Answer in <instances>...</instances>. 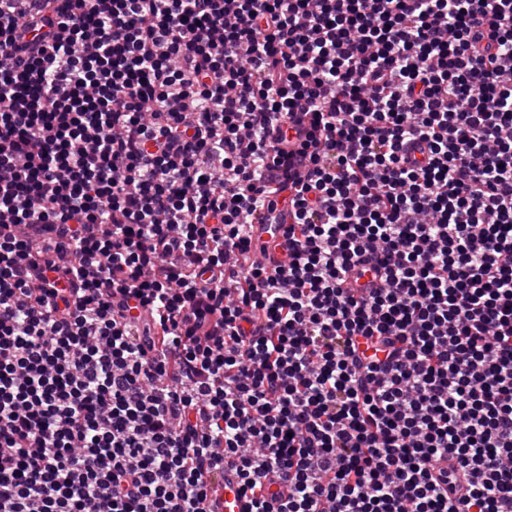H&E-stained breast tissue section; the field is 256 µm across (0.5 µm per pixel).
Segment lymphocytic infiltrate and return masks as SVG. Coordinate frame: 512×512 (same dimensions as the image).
<instances>
[{
  "label": "lymphocytic infiltrate",
  "instance_id": "f902f5d3",
  "mask_svg": "<svg viewBox=\"0 0 512 512\" xmlns=\"http://www.w3.org/2000/svg\"><path fill=\"white\" fill-rule=\"evenodd\" d=\"M228 464L512 512V0H0V512H218ZM269 217L275 218V224H252V239L251 249L252 253L249 256L252 260L264 261L265 257L262 254L268 244L272 234L276 232L277 224H288V210L282 205H278L270 214Z\"/></svg>",
  "mask_w": 512,
  "mask_h": 512
}]
</instances>
